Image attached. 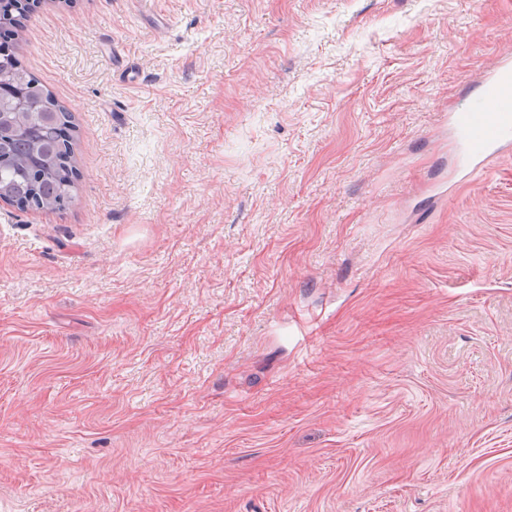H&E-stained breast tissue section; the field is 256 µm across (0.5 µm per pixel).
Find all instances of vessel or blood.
Instances as JSON below:
<instances>
[{
    "label": "vessel or blood",
    "mask_w": 512,
    "mask_h": 512,
    "mask_svg": "<svg viewBox=\"0 0 512 512\" xmlns=\"http://www.w3.org/2000/svg\"><path fill=\"white\" fill-rule=\"evenodd\" d=\"M468 98V106L450 113L448 122L460 148V163L473 173L490 156L512 150V59H500L488 68Z\"/></svg>",
    "instance_id": "vessel-or-blood-1"
}]
</instances>
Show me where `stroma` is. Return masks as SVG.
<instances>
[{
    "instance_id": "1",
    "label": "stroma",
    "mask_w": 512,
    "mask_h": 512,
    "mask_svg": "<svg viewBox=\"0 0 512 512\" xmlns=\"http://www.w3.org/2000/svg\"><path fill=\"white\" fill-rule=\"evenodd\" d=\"M72 201L0 202V512H512V0H39ZM468 98V106L450 113L448 122L469 176L490 156L512 147V59H500L488 68Z\"/></svg>"
}]
</instances>
